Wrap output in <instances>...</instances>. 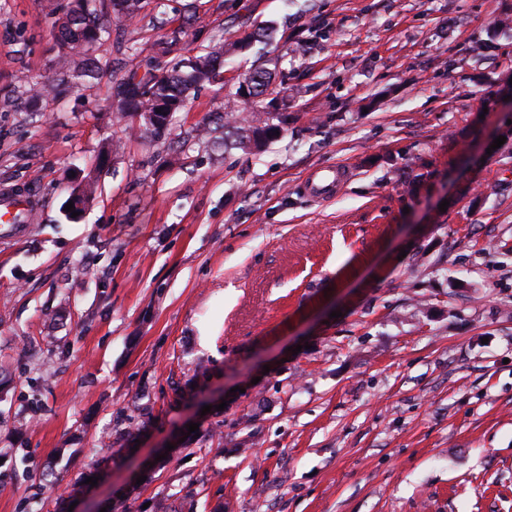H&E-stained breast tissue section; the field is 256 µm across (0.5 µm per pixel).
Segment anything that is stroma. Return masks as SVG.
Listing matches in <instances>:
<instances>
[{"mask_svg":"<svg viewBox=\"0 0 512 512\" xmlns=\"http://www.w3.org/2000/svg\"><path fill=\"white\" fill-rule=\"evenodd\" d=\"M65 2L0 0V512H512V0H154L32 113ZM177 27L243 49L176 148L108 106ZM267 64L255 68L246 78L247 83L252 87L253 96L251 98H258L264 95L269 87L272 78V71L266 66L273 64L276 67L277 60L269 59ZM236 124L231 126L233 129L232 133L235 138V144L241 148L258 145L266 132L272 129L270 125L257 127L253 124V120H245ZM347 176L339 166H324L314 169L305 182L307 195L318 200L333 198Z\"/></svg>","mask_w":512,"mask_h":512,"instance_id":"35a3bbf8","label":"stroma"}]
</instances>
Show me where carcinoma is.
Segmentation results:
<instances>
[{"label":"carcinoma","instance_id":"obj_1","mask_svg":"<svg viewBox=\"0 0 512 512\" xmlns=\"http://www.w3.org/2000/svg\"><path fill=\"white\" fill-rule=\"evenodd\" d=\"M73 7L64 12L62 22L58 26L56 36L58 55L57 68L61 71L71 69L75 59H80L82 67L80 75L87 76L93 72L106 69L107 64L101 61L94 51H89L85 43V31L96 28L100 32L99 44H104L108 27L102 17L113 10L129 20L140 17L144 8V0H70ZM239 50L234 43L224 47L216 43L202 48L193 56L178 60L175 65L159 73L149 71L142 77L132 72L120 84L117 100L111 103L119 115L128 111L141 113L142 133L150 139H162L172 134L174 115L185 109L191 96L201 86L215 83L224 73L226 57ZM272 71L265 65L255 68L247 77L254 97L264 95L269 87ZM167 102L174 108L166 115L153 118L159 109V102ZM235 144L248 148L260 143L271 126L257 127L251 120H245L232 126Z\"/></svg>","mask_w":512,"mask_h":512}]
</instances>
